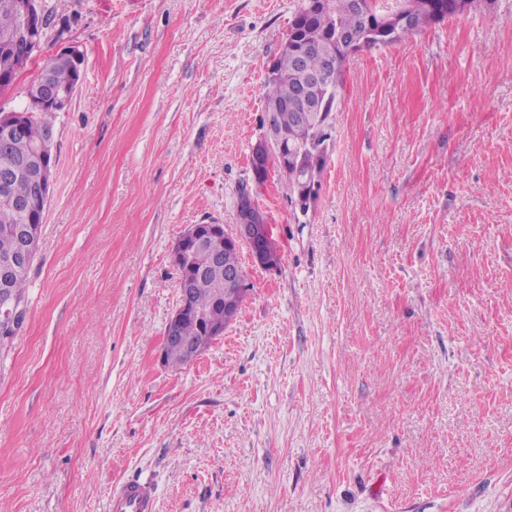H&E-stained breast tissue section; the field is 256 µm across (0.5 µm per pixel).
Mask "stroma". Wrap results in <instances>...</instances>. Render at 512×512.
<instances>
[{
  "instance_id": "obj_1",
  "label": "stroma",
  "mask_w": 512,
  "mask_h": 512,
  "mask_svg": "<svg viewBox=\"0 0 512 512\" xmlns=\"http://www.w3.org/2000/svg\"><path fill=\"white\" fill-rule=\"evenodd\" d=\"M300 0H39L12 86L84 58L55 121L28 312L0 359V512H512V0L352 54L308 212L255 186ZM250 186L280 265L181 367L171 251ZM153 490L138 485L123 484L112 495L108 512H153Z\"/></svg>"
}]
</instances>
